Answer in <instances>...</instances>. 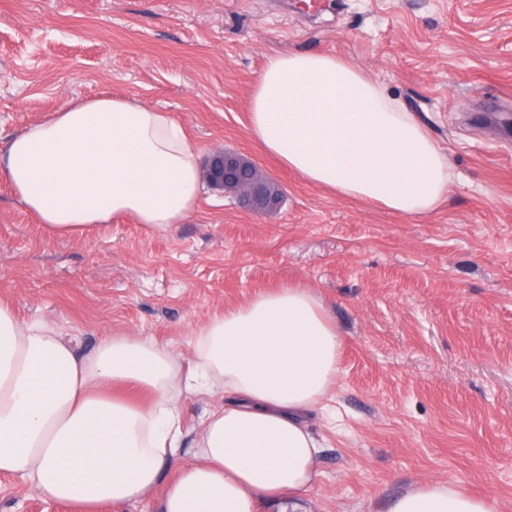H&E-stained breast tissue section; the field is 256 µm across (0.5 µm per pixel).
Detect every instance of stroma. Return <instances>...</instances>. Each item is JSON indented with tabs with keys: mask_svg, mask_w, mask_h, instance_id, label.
I'll use <instances>...</instances> for the list:
<instances>
[{
	"mask_svg": "<svg viewBox=\"0 0 512 512\" xmlns=\"http://www.w3.org/2000/svg\"><path fill=\"white\" fill-rule=\"evenodd\" d=\"M0 0V143L73 98L172 113L202 156L279 181L272 215L208 190L165 232L51 238L0 180V298L83 356L106 336L185 353L197 328L301 285L342 339L316 416L311 512H388L434 480L512 512V0ZM351 59L448 153L447 202L410 218L303 183L247 131L276 51ZM0 512H69L0 477Z\"/></svg>",
	"mask_w": 512,
	"mask_h": 512,
	"instance_id": "1",
	"label": "stroma"
}]
</instances>
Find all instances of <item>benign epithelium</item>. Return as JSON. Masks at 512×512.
Segmentation results:
<instances>
[{
  "instance_id": "7a95c632",
  "label": "benign epithelium",
  "mask_w": 512,
  "mask_h": 512,
  "mask_svg": "<svg viewBox=\"0 0 512 512\" xmlns=\"http://www.w3.org/2000/svg\"><path fill=\"white\" fill-rule=\"evenodd\" d=\"M202 172L216 188L234 192L239 205L248 211L270 212L280 204L282 186L238 154L217 152L205 160Z\"/></svg>"
}]
</instances>
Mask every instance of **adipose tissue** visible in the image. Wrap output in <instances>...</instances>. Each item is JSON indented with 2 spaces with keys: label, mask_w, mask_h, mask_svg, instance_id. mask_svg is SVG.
<instances>
[{
  "label": "adipose tissue",
  "mask_w": 512,
  "mask_h": 512,
  "mask_svg": "<svg viewBox=\"0 0 512 512\" xmlns=\"http://www.w3.org/2000/svg\"><path fill=\"white\" fill-rule=\"evenodd\" d=\"M248 131L281 167L342 199L410 217L453 183L447 153L352 61L269 55ZM0 176L54 237L132 221L165 231L199 209L198 152L184 125L131 97L73 99L0 147ZM342 341L308 288L262 292L200 327L187 368L163 348L110 336L89 357L0 299V474L72 512H118L160 491L157 512H308L318 476L311 428L328 409ZM212 380L189 458L183 392ZM172 465L177 477L162 483ZM389 512H498L495 500L428 481Z\"/></svg>",
  "instance_id": "ef3b65f1"
}]
</instances>
